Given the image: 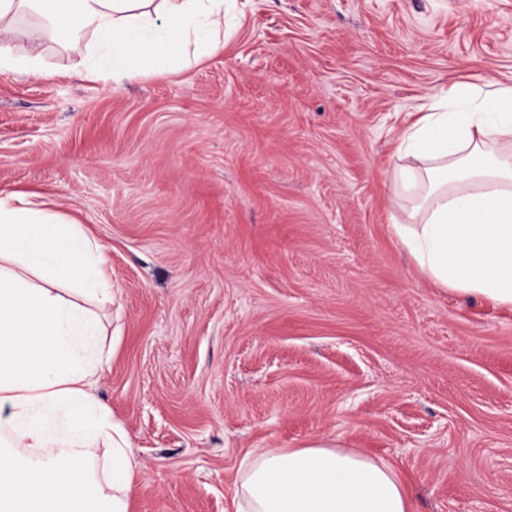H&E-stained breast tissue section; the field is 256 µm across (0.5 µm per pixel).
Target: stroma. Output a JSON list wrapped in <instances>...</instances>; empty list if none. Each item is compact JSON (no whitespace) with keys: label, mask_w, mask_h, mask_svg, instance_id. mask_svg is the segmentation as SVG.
Instances as JSON below:
<instances>
[{"label":"stroma","mask_w":512,"mask_h":512,"mask_svg":"<svg viewBox=\"0 0 512 512\" xmlns=\"http://www.w3.org/2000/svg\"><path fill=\"white\" fill-rule=\"evenodd\" d=\"M43 56L0 77V197L105 248L131 512H233L247 450L315 441L391 463L414 512H512V310L390 231L418 112L512 86V0H236L223 51L118 83Z\"/></svg>","instance_id":"1"}]
</instances>
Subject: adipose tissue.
Here are the masks:
<instances>
[{"label": "adipose tissue", "instance_id": "ef3b65f1", "mask_svg": "<svg viewBox=\"0 0 512 512\" xmlns=\"http://www.w3.org/2000/svg\"><path fill=\"white\" fill-rule=\"evenodd\" d=\"M35 16L28 34L21 18ZM224 0H0V75H43L44 36L84 79L121 81L224 47ZM512 86L441 88L396 147L411 205L392 230L420 271L512 309ZM69 283L75 299L60 283ZM112 303L104 247L37 193L0 197V512H130L138 463L94 394ZM234 512H412L388 462L339 445L252 448Z\"/></svg>", "mask_w": 512, "mask_h": 512}]
</instances>
